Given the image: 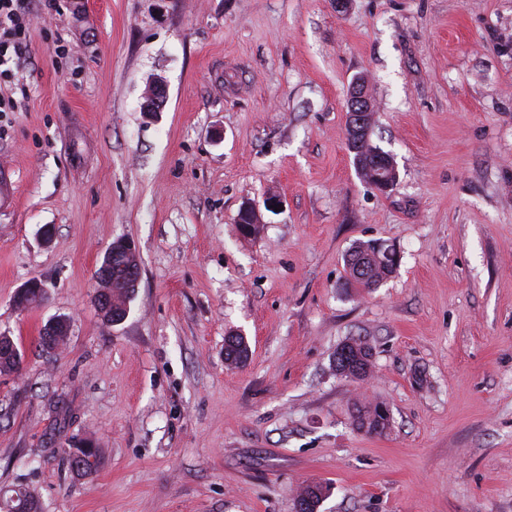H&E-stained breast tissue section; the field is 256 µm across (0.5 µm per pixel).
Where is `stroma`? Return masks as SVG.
Returning a JSON list of instances; mask_svg holds the SVG:
<instances>
[{
  "instance_id": "obj_1",
  "label": "stroma",
  "mask_w": 512,
  "mask_h": 512,
  "mask_svg": "<svg viewBox=\"0 0 512 512\" xmlns=\"http://www.w3.org/2000/svg\"><path fill=\"white\" fill-rule=\"evenodd\" d=\"M31 8L26 98L0 112V334L23 353L0 375V496L22 478L44 512H296L320 484L319 512H512V0ZM360 76L397 163L384 194L347 150ZM119 238L140 281L113 325L95 276ZM369 240L398 265L344 291ZM34 278L44 300L17 308ZM349 339L373 349L366 381L334 369ZM374 402L381 434L352 423ZM85 439L99 464L78 476L59 451ZM142 112H161L166 102V87L162 80H155L144 92ZM258 224H263L259 209L255 205L244 206L240 210L238 218L240 233L247 237L255 236L260 232ZM48 327V333L49 335H59L63 334V336H57L54 338L51 342H48L46 339V336L42 333L41 336H39V347H41L42 351H46L47 353H51L52 351H55L58 349L59 340H63L65 336L70 335L71 330V323L69 320L59 319L53 321L49 326L47 325L44 328V331L47 330ZM249 355V346L244 336L240 334H230L224 341V361L228 366L231 363H241ZM229 362V363H228ZM325 487L322 485H306L300 493L301 498L297 495L296 508L297 512H318L320 501L325 495Z\"/></svg>"
}]
</instances>
